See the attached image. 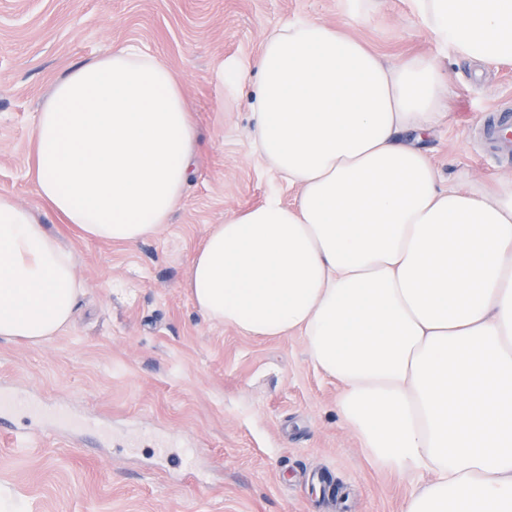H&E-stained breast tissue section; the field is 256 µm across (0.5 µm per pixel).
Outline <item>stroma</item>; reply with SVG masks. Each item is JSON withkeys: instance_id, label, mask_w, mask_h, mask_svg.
<instances>
[{"instance_id": "stroma-1", "label": "stroma", "mask_w": 512, "mask_h": 512, "mask_svg": "<svg viewBox=\"0 0 512 512\" xmlns=\"http://www.w3.org/2000/svg\"><path fill=\"white\" fill-rule=\"evenodd\" d=\"M347 0H0V190L41 202L28 174L34 116L74 64L132 44L180 80L201 135L196 175L170 223L134 245L68 234L85 284L71 326L32 346L0 337V387L73 425L27 448L0 435V487L30 512H402L426 478L378 466L336 410L340 386L296 334H239L200 314L185 288L212 225L278 191H297L251 153L253 71L266 33L297 19L340 26L387 59L416 51L448 73V107L423 145L443 183L512 178V157L470 136L512 102V66L454 57L411 0H377L369 20Z\"/></svg>"}]
</instances>
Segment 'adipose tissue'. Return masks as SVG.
I'll return each instance as SVG.
<instances>
[{
    "instance_id": "adipose-tissue-1",
    "label": "adipose tissue",
    "mask_w": 512,
    "mask_h": 512,
    "mask_svg": "<svg viewBox=\"0 0 512 512\" xmlns=\"http://www.w3.org/2000/svg\"><path fill=\"white\" fill-rule=\"evenodd\" d=\"M413 7L455 57L512 65V0ZM255 75L253 147L298 194L207 233L185 282L195 307L245 336H302L370 457L430 474L403 512H512V179L441 185L420 146L447 94L435 59L389 65L302 20L266 37ZM198 148L167 64L115 46L56 82L29 173L61 223L134 245L169 223ZM73 267L0 191V336L38 345L69 327Z\"/></svg>"
}]
</instances>
